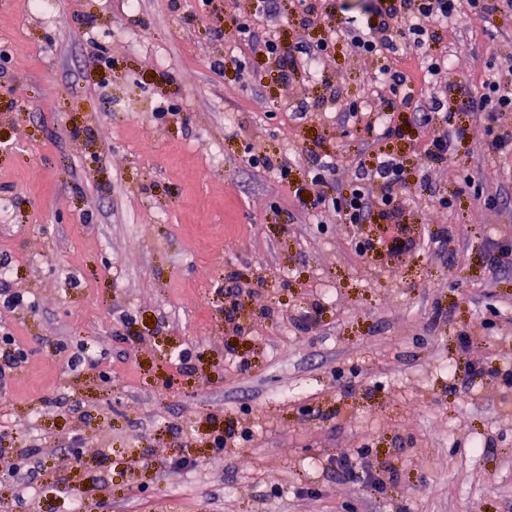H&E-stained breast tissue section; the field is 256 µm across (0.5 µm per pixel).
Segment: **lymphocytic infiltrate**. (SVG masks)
Segmentation results:
<instances>
[{"mask_svg": "<svg viewBox=\"0 0 512 512\" xmlns=\"http://www.w3.org/2000/svg\"><path fill=\"white\" fill-rule=\"evenodd\" d=\"M508 9L512 11V0H387L379 21L370 23L371 38L353 36L351 42L361 53L371 57L392 55L406 47L420 52L428 61L430 76H437L449 64L446 52L434 50L432 29L435 25L452 20L485 18L493 13ZM233 44L255 47L262 45L267 57L273 58L278 66L288 69L303 68L315 72L321 57L331 47L328 40H320L315 48L303 52L302 56L283 53L280 43L272 38L257 39L249 19H233L224 33ZM381 82L382 92L368 104L350 103L346 114L351 122H358L362 115H371L372 129L377 138L398 137L402 129L395 121L397 107H411L412 95L406 91V78L402 73L382 67L374 72ZM428 112L439 116V129L430 140L419 166L421 187L429 185V171L438 163L446 162L457 145L466 139L468 129L454 122L448 93L437 90L431 93L426 106ZM313 171L311 182L319 192L311 202L312 208H336L346 223H363L371 206H378L381 215L388 220L397 218L401 210V197L407 189L404 178V162L398 155L379 153L371 158L358 161L356 181L348 193H331L334 176L338 169L335 162L320 156H312ZM372 182L380 189L379 200H371L362 187L363 182Z\"/></svg>", "mask_w": 512, "mask_h": 512, "instance_id": "1", "label": "lymphocytic infiltrate"}]
</instances>
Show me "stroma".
<instances>
[{"instance_id":"1","label":"stroma","mask_w":512,"mask_h":512,"mask_svg":"<svg viewBox=\"0 0 512 512\" xmlns=\"http://www.w3.org/2000/svg\"><path fill=\"white\" fill-rule=\"evenodd\" d=\"M274 5L0 0V264L35 304L0 312L29 352L0 390V446L45 448L24 484L0 474L5 505L70 512L54 489L67 476L94 512H512V390L463 377L512 370V267L488 268L512 243V156L473 106L486 76L512 77V13L437 29L470 135L400 223L355 226L310 209L309 150L342 169L394 152L413 183L433 127L406 110L403 137L377 141L344 123L383 63L346 37L313 77L282 80L245 47L225 64L233 18L288 51L348 21L366 31L383 7L319 0L327 24L305 27L291 0ZM275 151L289 180L249 162ZM443 231L441 252L428 239ZM80 349L94 366H68ZM229 428L253 436L212 453ZM179 448L200 467L177 469Z\"/></svg>"}]
</instances>
